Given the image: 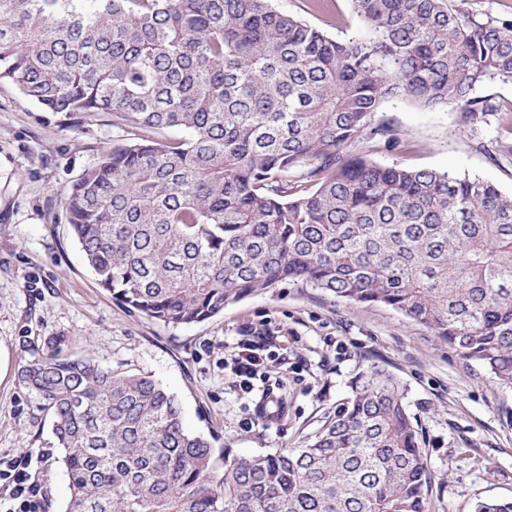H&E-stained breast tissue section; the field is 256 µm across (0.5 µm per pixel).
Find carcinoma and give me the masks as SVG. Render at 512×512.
Here are the masks:
<instances>
[{"mask_svg":"<svg viewBox=\"0 0 512 512\" xmlns=\"http://www.w3.org/2000/svg\"><path fill=\"white\" fill-rule=\"evenodd\" d=\"M340 40L271 0H0V82L45 112L182 139L112 148L63 195L99 285L167 324L278 283L388 306L512 388V196L343 149L385 102L495 111L512 19L450 0H351ZM303 169L298 180L289 173ZM65 512H426L417 421L379 367L306 447L240 456L190 432L151 376L29 344ZM475 512H512V499Z\"/></svg>","mask_w":512,"mask_h":512,"instance_id":"carcinoma-1","label":"carcinoma"}]
</instances>
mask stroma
<instances>
[{
  "label": "stroma",
  "instance_id": "35a3bbf8",
  "mask_svg": "<svg viewBox=\"0 0 512 512\" xmlns=\"http://www.w3.org/2000/svg\"><path fill=\"white\" fill-rule=\"evenodd\" d=\"M272 5L338 39L364 33L350 0H329L321 11L309 0ZM479 93L496 110L470 120L453 104L424 111L387 101L374 122L389 126L390 137L363 135L346 152L466 173L510 195L512 82ZM132 138L111 115L78 123L0 82V459L42 454V512H64L68 479L52 416L18 371L30 358L27 342L50 338L62 353H91L102 365L152 376L177 398L190 432L247 456L310 443L359 373L378 365L418 420L431 476L427 512H473L477 502L512 498V389L394 310L284 283L207 321L173 326L129 311L101 288L62 194ZM253 336L272 337L275 359L245 394L231 384L232 358Z\"/></svg>",
  "mask_w": 512,
  "mask_h": 512
}]
</instances>
